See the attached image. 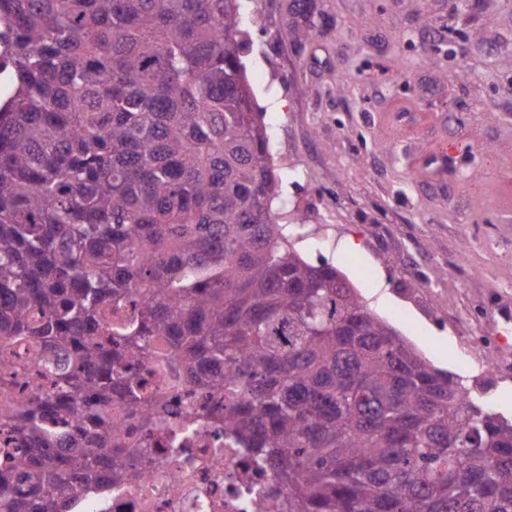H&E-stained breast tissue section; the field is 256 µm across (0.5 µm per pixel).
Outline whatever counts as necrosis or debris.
Here are the masks:
<instances>
[{"instance_id": "1", "label": "necrosis or debris", "mask_w": 512, "mask_h": 512, "mask_svg": "<svg viewBox=\"0 0 512 512\" xmlns=\"http://www.w3.org/2000/svg\"><path fill=\"white\" fill-rule=\"evenodd\" d=\"M134 372L147 381L152 400L175 406L190 402L202 409L224 403L223 397L192 394L179 386L181 368L174 363L160 366L142 359L135 362ZM112 419L122 447L142 440L147 443L135 459L139 476L133 481L79 487L70 497V512H253L256 490L267 493L270 512H280L286 487L227 445L223 419L207 417L189 425L176 412L151 433L120 406H113Z\"/></svg>"}]
</instances>
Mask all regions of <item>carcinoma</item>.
<instances>
[{
    "instance_id": "obj_1",
    "label": "carcinoma",
    "mask_w": 512,
    "mask_h": 512,
    "mask_svg": "<svg viewBox=\"0 0 512 512\" xmlns=\"http://www.w3.org/2000/svg\"><path fill=\"white\" fill-rule=\"evenodd\" d=\"M235 2L0 0V345L53 387L0 382V512L138 477L112 393L135 417L145 383L114 352L224 395L284 512H512V421L290 246ZM53 415L88 437L55 447ZM16 363L28 365L29 373L34 376L41 374V368L35 364L33 348L25 343H16L10 345L7 352L3 353V347L0 354V380L1 377H11L16 374L15 378L19 383L25 380V375H20L16 370ZM19 374V375H18ZM29 375V376H30Z\"/></svg>"
}]
</instances>
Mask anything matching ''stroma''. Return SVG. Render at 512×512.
Segmentation results:
<instances>
[{"mask_svg": "<svg viewBox=\"0 0 512 512\" xmlns=\"http://www.w3.org/2000/svg\"><path fill=\"white\" fill-rule=\"evenodd\" d=\"M239 13L281 178L273 208L320 206L293 227L296 249L512 420V207L487 205L512 174V0H239ZM448 144L451 174L428 175ZM478 158L486 181L462 182Z\"/></svg>", "mask_w": 512, "mask_h": 512, "instance_id": "1", "label": "stroma"}]
</instances>
